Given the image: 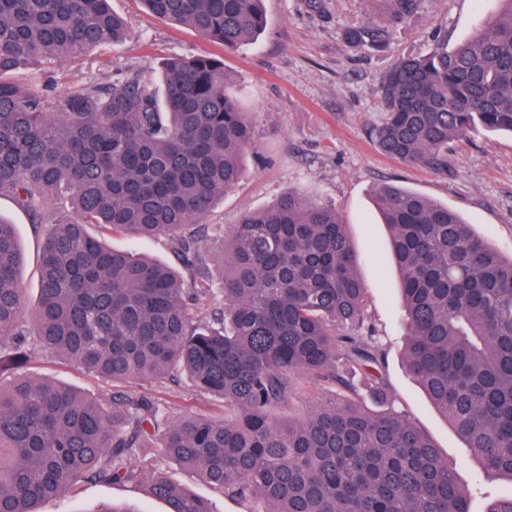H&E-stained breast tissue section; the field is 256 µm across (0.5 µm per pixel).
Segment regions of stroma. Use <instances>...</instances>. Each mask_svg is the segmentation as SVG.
<instances>
[{
    "label": "stroma",
    "mask_w": 512,
    "mask_h": 512,
    "mask_svg": "<svg viewBox=\"0 0 512 512\" xmlns=\"http://www.w3.org/2000/svg\"><path fill=\"white\" fill-rule=\"evenodd\" d=\"M265 0L267 26L259 40L237 51L199 37L189 28L149 13L140 0H112L127 22L131 37L117 46L66 56L39 66L51 76L46 87L61 97L84 84H106L131 73L160 78L163 61L173 57H210L240 96L254 130V143L239 183L207 216L210 224L232 227L242 215L272 204L297 190L336 208L359 257L358 273L367 288L369 314L386 353V377L396 409L425 431L454 465L458 480L471 492V512H486L491 500L512 491V481L487 474L405 369V324L397 290V273L386 264L389 235L375 205L379 185L392 182L447 205L474 226L506 258L512 257V136L471 133L450 143L449 169L439 174L401 164L381 154L373 130L383 118L380 84L399 59L428 53L436 39L456 44L468 38L497 9L496 0H419L417 10L393 27L379 47L354 48L343 32L380 17L386 0ZM0 218L14 224L24 261L20 284L27 302L40 288L42 236L10 197H0ZM105 237L118 249L171 260L165 238L126 233ZM53 377L89 395L108 392L99 378L44 355L28 370ZM130 391L152 394L173 415H218L223 400L197 391L188 381L133 383ZM169 476L209 500L213 512H252L253 506L225 497L176 463L159 459ZM130 512H166V505L140 487L81 484L44 512H99L106 505Z\"/></svg>",
    "instance_id": "35a3bbf8"
}]
</instances>
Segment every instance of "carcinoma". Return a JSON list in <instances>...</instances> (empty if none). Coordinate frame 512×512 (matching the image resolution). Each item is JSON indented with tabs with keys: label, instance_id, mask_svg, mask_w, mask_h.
Listing matches in <instances>:
<instances>
[{
	"label": "carcinoma",
	"instance_id": "obj_1",
	"mask_svg": "<svg viewBox=\"0 0 512 512\" xmlns=\"http://www.w3.org/2000/svg\"><path fill=\"white\" fill-rule=\"evenodd\" d=\"M143 2L227 50L266 27L262 0ZM388 2L384 18L345 30L352 46L383 44L419 4ZM498 2L471 38L384 75L374 137L385 155L444 173L450 141L512 134V0ZM128 36L110 0H0V196L34 224L50 199L65 213L44 234L31 329L22 253L0 218V512H43L89 481L144 486L167 512H211L154 460L132 462L153 448L262 512H470L453 466L389 398L335 209L289 192L228 232L208 224L224 259L207 263L190 227L239 182L253 144L222 61L171 59L158 87L136 73L59 100L10 79ZM377 202L400 278L406 370L484 469L512 478V257L414 191L386 185ZM89 225L164 236L175 265L111 249ZM216 298L209 320L192 316ZM38 346L106 382L184 375L229 414L174 419L147 393L103 399L21 373ZM303 382L344 402L277 420Z\"/></svg>",
	"mask_w": 512,
	"mask_h": 512
}]
</instances>
